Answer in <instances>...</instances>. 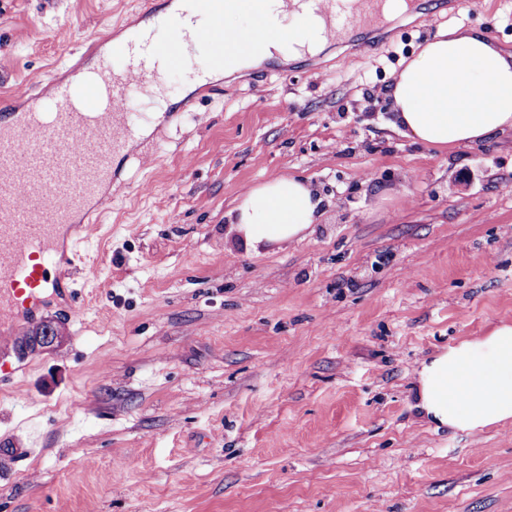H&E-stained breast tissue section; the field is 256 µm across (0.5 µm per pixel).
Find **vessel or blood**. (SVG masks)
Instances as JSON below:
<instances>
[{
	"label": "vessel or blood",
	"mask_w": 512,
	"mask_h": 512,
	"mask_svg": "<svg viewBox=\"0 0 512 512\" xmlns=\"http://www.w3.org/2000/svg\"><path fill=\"white\" fill-rule=\"evenodd\" d=\"M226 0H196L210 18L205 30L185 28L181 15H169V38L157 42L141 31L133 40L112 44L110 30L96 40L111 46L101 70L73 79H53L33 112L0 113V334H14L35 319L39 294L58 287L50 270L79 266L72 249L59 255L62 231L89 239L92 225L75 223L89 202L100 199L115 179L114 159L133 135L124 110L129 98L159 78L161 64L175 66L181 52L204 39L214 45L207 63L225 66L226 52L243 50L281 31L267 16L256 27L226 35L219 25ZM331 32L382 21L383 0H313Z\"/></svg>",
	"instance_id": "obj_1"
}]
</instances>
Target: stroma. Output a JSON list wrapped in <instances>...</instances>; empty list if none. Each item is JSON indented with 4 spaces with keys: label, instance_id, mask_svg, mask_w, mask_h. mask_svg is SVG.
<instances>
[{
    "label": "stroma",
    "instance_id": "obj_1",
    "mask_svg": "<svg viewBox=\"0 0 512 512\" xmlns=\"http://www.w3.org/2000/svg\"><path fill=\"white\" fill-rule=\"evenodd\" d=\"M141 0H0V98L104 52ZM512 50V0L328 41L317 56L196 81L200 41L128 104L99 231L42 297L58 346L0 384V512H512V423L438 428L416 371L512 322V135L453 150L396 130L385 91L439 28ZM307 180L324 217L258 253L233 200Z\"/></svg>",
    "mask_w": 512,
    "mask_h": 512
}]
</instances>
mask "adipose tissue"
<instances>
[{"label": "adipose tissue", "mask_w": 512, "mask_h": 512, "mask_svg": "<svg viewBox=\"0 0 512 512\" xmlns=\"http://www.w3.org/2000/svg\"><path fill=\"white\" fill-rule=\"evenodd\" d=\"M280 38L229 56L233 73L268 60L318 54L329 32L319 17L297 16ZM394 123L438 147L483 142L512 131V52L474 27L445 26L410 59L387 88ZM321 197L303 181L274 177L242 193L231 234L251 251L302 239L322 219ZM418 396L438 427L474 432L512 422V324L449 346L417 372Z\"/></svg>", "instance_id": "adipose-tissue-1"}]
</instances>
